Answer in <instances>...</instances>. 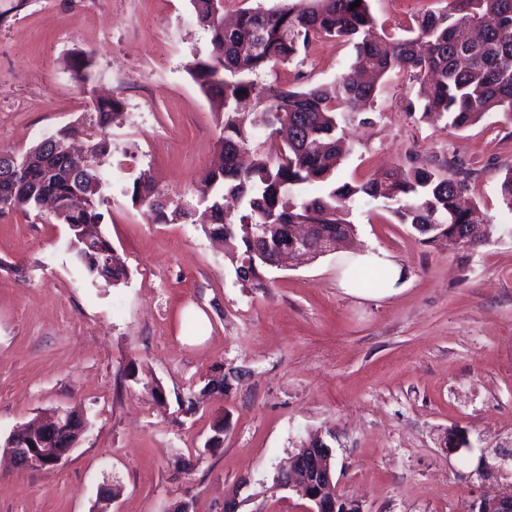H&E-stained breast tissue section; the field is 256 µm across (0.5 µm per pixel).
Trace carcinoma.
Returning a JSON list of instances; mask_svg holds the SVG:
<instances>
[{
    "label": "carcinoma",
    "instance_id": "1",
    "mask_svg": "<svg viewBox=\"0 0 512 512\" xmlns=\"http://www.w3.org/2000/svg\"><path fill=\"white\" fill-rule=\"evenodd\" d=\"M353 2L278 0L272 8L242 9L236 23L227 27L221 0H192L197 21L211 32V49L207 57L190 65L189 73L224 117L219 138L224 164L208 172L199 189L209 212L202 229L224 241L229 260L240 263L237 270L244 282L261 279L267 255L292 248L287 226L321 225L324 234L312 237L307 248L315 257L322 253V236L352 234L354 225L345 219L346 204L358 196L394 203L397 221L410 225L429 244L446 239L470 248L497 232V225L481 218L466 200L471 171L454 160L448 162L446 176L433 165L420 163L360 184H336L345 140L337 117L367 111L379 81L399 71L418 87L409 108L445 117L456 130L478 123L489 112L512 121V0H447L439 12L414 17L406 28L408 35L402 37L377 31L371 0H360L354 9ZM327 37L353 44L355 64L366 71L367 79L343 75L331 89L303 90L257 82L267 66L289 63L314 40ZM70 68L82 87L92 83L91 58L79 53ZM253 98L264 102L258 120L240 110L243 101ZM121 107L117 98L98 99L85 120L59 131L61 139L85 136L91 160L82 166L44 149L40 142L31 146L33 158L23 172L15 178L0 177V212L37 210L47 196L62 202L77 198L81 206L58 213L59 222L103 224L107 186L103 167L110 155L105 134ZM260 125L268 130L270 147L258 144L252 165L242 168L235 158L255 139ZM316 183L324 193L304 196L305 188ZM126 194L159 220L187 221L195 216L189 207L169 208V199L146 172L126 188ZM227 196L239 205L235 221L224 211ZM263 224L279 225L269 246L256 239L255 231ZM477 224L481 232L470 235ZM96 245L112 252V269L101 270L88 261L89 252L80 241L73 244L77 259L90 275L112 286L120 284L127 278L124 261L100 232Z\"/></svg>",
    "mask_w": 512,
    "mask_h": 512
}]
</instances>
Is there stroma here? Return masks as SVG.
<instances>
[{
  "mask_svg": "<svg viewBox=\"0 0 512 512\" xmlns=\"http://www.w3.org/2000/svg\"><path fill=\"white\" fill-rule=\"evenodd\" d=\"M445 0H372L377 26L404 35ZM190 0H0V151H22L82 119L92 92L122 100L103 167L102 230L123 259L117 286L91 277L69 229L49 212L0 214V443L56 409L88 430L54 470L12 467L0 452V512H304L279 487L281 465L310 438L331 449L339 495L362 512H476L512 495V470L481 455L512 448V223L499 178L512 168V122L487 113L465 130L408 110L403 75L382 84L368 121L346 125L337 182L408 166L472 165V200L498 226L475 248L423 242L390 202L359 197L347 219L356 251H384L399 289L340 287L347 250L242 282L199 225L157 222L125 189L141 172L173 203L196 201L215 166L222 116L188 72L210 50ZM93 60L92 92L67 66ZM352 45L313 41L260 83L331 84ZM225 371L228 387L196 410L188 391ZM163 399H155L153 385ZM223 423L217 451L204 445ZM464 432L468 447L448 439Z\"/></svg>",
  "mask_w": 512,
  "mask_h": 512,
  "instance_id": "35a3bbf8",
  "label": "stroma"
}]
</instances>
